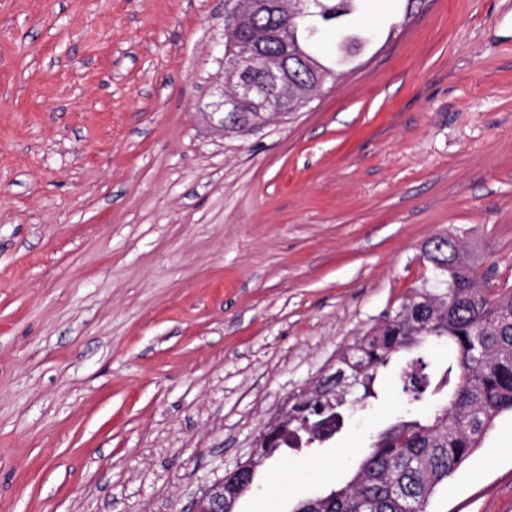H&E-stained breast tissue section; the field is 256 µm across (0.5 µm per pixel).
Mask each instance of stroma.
I'll return each mask as SVG.
<instances>
[{
  "instance_id": "stroma-1",
  "label": "stroma",
  "mask_w": 512,
  "mask_h": 512,
  "mask_svg": "<svg viewBox=\"0 0 512 512\" xmlns=\"http://www.w3.org/2000/svg\"><path fill=\"white\" fill-rule=\"evenodd\" d=\"M339 82L242 137L224 0H0V512H187L451 235L512 288V0H364ZM391 375L236 512H294L394 423ZM428 512H512V415Z\"/></svg>"
}]
</instances>
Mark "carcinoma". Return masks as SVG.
I'll return each mask as SVG.
<instances>
[{"mask_svg": "<svg viewBox=\"0 0 512 512\" xmlns=\"http://www.w3.org/2000/svg\"><path fill=\"white\" fill-rule=\"evenodd\" d=\"M359 0H282L277 9L256 14V26L270 32L262 52L267 57L293 56L278 87L292 105L315 95L342 76L320 62L311 47L322 35L347 31ZM248 35L224 23V47L230 57L242 51ZM262 94L243 102L224 132L244 135L269 122L274 114ZM453 237L443 238L431 256L433 284L416 288L388 310L382 324L359 337L353 347L362 360L351 372L362 388L355 402L376 397L379 371L397 364L405 396L398 420L373 436L358 468L344 486L301 502L295 512H427L437 488L451 478L485 438L494 420L512 414V291L497 287L463 261ZM430 345L448 348L442 384L446 400L424 404L431 377L421 358L401 353ZM345 376L336 369V386L324 384L308 395L303 415L288 428L276 448L324 443L338 434L345 417Z\"/></svg>", "mask_w": 512, "mask_h": 512, "instance_id": "cac0c4a2", "label": "carcinoma"}]
</instances>
